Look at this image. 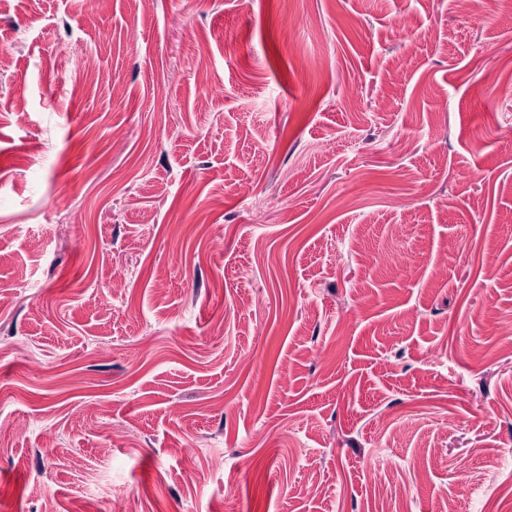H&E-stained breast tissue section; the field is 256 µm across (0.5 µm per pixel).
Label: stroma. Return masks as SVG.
I'll return each mask as SVG.
<instances>
[{"instance_id":"obj_1","label":"stroma","mask_w":512,"mask_h":512,"mask_svg":"<svg viewBox=\"0 0 512 512\" xmlns=\"http://www.w3.org/2000/svg\"><path fill=\"white\" fill-rule=\"evenodd\" d=\"M0 33V512H512L498 0Z\"/></svg>"}]
</instances>
